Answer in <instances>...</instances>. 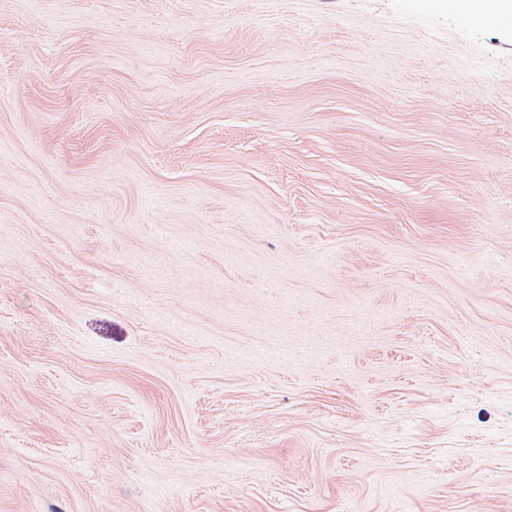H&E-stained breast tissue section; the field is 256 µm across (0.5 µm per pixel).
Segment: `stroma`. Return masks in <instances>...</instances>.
<instances>
[{
	"mask_svg": "<svg viewBox=\"0 0 512 512\" xmlns=\"http://www.w3.org/2000/svg\"><path fill=\"white\" fill-rule=\"evenodd\" d=\"M0 512H512V25L0 0Z\"/></svg>",
	"mask_w": 512,
	"mask_h": 512,
	"instance_id": "1",
	"label": "stroma"
}]
</instances>
